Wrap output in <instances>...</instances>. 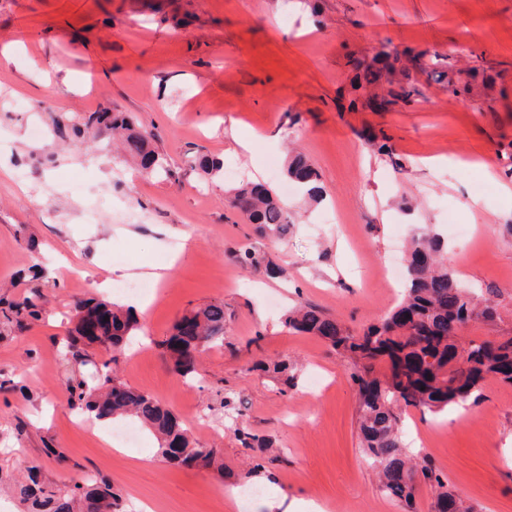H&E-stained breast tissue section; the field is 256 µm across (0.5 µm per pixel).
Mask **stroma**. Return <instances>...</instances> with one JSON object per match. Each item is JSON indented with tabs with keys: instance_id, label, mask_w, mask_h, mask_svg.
Instances as JSON below:
<instances>
[{
	"instance_id": "obj_1",
	"label": "stroma",
	"mask_w": 512,
	"mask_h": 512,
	"mask_svg": "<svg viewBox=\"0 0 512 512\" xmlns=\"http://www.w3.org/2000/svg\"><path fill=\"white\" fill-rule=\"evenodd\" d=\"M387 42L420 53L421 97L395 112L351 108L348 55ZM7 44L17 50L0 58V512H20L11 485L34 464L56 490L106 477L125 512H431L429 484L409 507L379 490L347 359L288 329L284 315L306 303L355 331L382 319L400 295L391 263L427 224L461 282L499 290L495 320L468 335L512 332V0H0ZM489 65L498 78L469 99L434 78ZM103 106L154 132L166 174H139L89 133L50 153L30 135ZM292 150L319 171L322 203L290 189ZM203 156L276 189L296 219L287 238L260 236L230 205L235 181L205 174ZM107 195L112 210L84 223L83 197ZM326 208L339 225L320 223ZM246 247L279 277L240 266ZM160 271L137 314L138 343L112 372L169 407L201 445L223 449L220 476L169 465L149 435L114 451L66 403L79 365L58 340L75 303L133 304L111 282ZM35 288L40 318L7 321L9 303ZM212 303L224 306V345L202 354L187 383L159 344ZM259 360L288 362L292 382L254 370ZM226 392L234 408L221 407ZM206 412L222 429L198 422ZM241 430L269 438L270 450L244 447ZM402 442L476 512H512V385L487 380L466 408H407ZM251 484L263 496L227 507V486Z\"/></svg>"
}]
</instances>
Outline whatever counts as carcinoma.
<instances>
[{
  "label": "carcinoma",
  "mask_w": 512,
  "mask_h": 512,
  "mask_svg": "<svg viewBox=\"0 0 512 512\" xmlns=\"http://www.w3.org/2000/svg\"><path fill=\"white\" fill-rule=\"evenodd\" d=\"M417 62V56L390 42L370 58H351L352 87L371 93L370 98H360L358 102L373 110L383 107L388 111L414 103L420 91L411 82L410 69ZM445 76L448 90L461 98L470 97L478 81L492 79L474 68L437 74L439 79ZM84 131L118 138L144 174H160L166 169L163 155L151 148L155 134L135 127L122 112L104 107L80 117L76 123L62 119L53 123V133L60 138L77 137ZM286 176L310 197L319 198V174L302 155L289 158ZM230 204L269 238H281L295 223L278 194L263 183L240 184L232 190ZM444 252L445 243L438 234L421 232L414 236L406 258L402 300L388 316L360 332L351 331L312 305L290 310L285 325L323 339L352 365L350 378L358 388L362 445L378 470L380 488L386 496L412 504L415 479L419 478L437 488L433 512H447L449 506L452 512H474L472 506L447 488L430 461L416 462L407 456L401 441L402 408L438 412L451 406L475 405L486 380L512 384V374L504 371V367L512 365V333L493 340L469 337L460 344L448 325L452 313L465 326L494 319L492 298L498 289L486 287V298L475 301L444 262ZM236 259L256 270L263 266L271 276L280 273L278 266L263 263L249 248L239 250ZM39 299L34 292L15 305L16 317L38 319L42 311ZM75 312L74 329L61 342L63 354L85 365L89 357L80 346H94L109 359L91 378L79 374L66 379L68 404L87 410L99 421L138 422L156 438L159 453L171 465L212 467L223 472V449L194 442L173 412L112 376L110 355L138 329L133 309L115 302L88 301L77 303ZM191 317L197 335H183L179 321L171 336L159 343L173 371L186 381L195 379L201 351L224 345V304H209L192 312ZM87 319L96 320L101 337L85 335ZM12 492L24 512H123L121 497L103 477H87L67 491L58 492L42 484L37 470L32 469L26 479L13 483Z\"/></svg>",
  "instance_id": "carcinoma-1"
}]
</instances>
